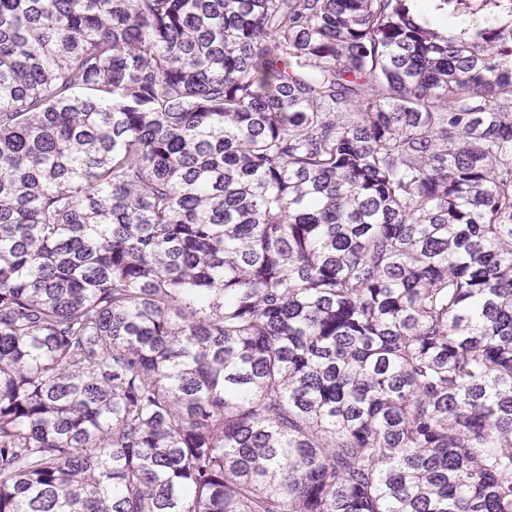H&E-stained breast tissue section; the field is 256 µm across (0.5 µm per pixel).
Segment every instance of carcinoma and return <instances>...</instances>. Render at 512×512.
<instances>
[{"label": "carcinoma", "instance_id": "1", "mask_svg": "<svg viewBox=\"0 0 512 512\" xmlns=\"http://www.w3.org/2000/svg\"><path fill=\"white\" fill-rule=\"evenodd\" d=\"M0 0V512H512V0ZM438 4L439 2L436 0H420L416 5V9L440 33L446 36L458 35L468 25L467 21L462 17H458L448 23L447 12L437 9Z\"/></svg>", "mask_w": 512, "mask_h": 512}]
</instances>
